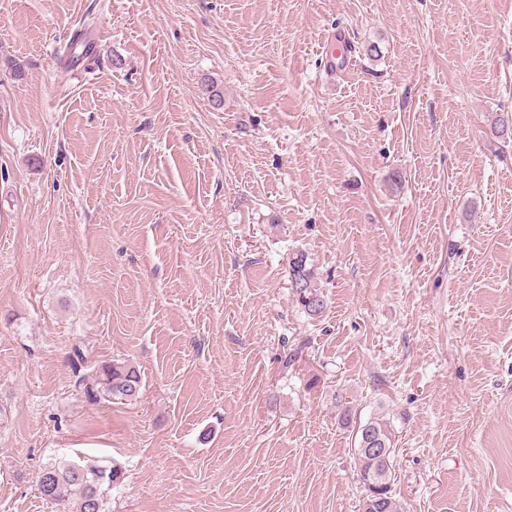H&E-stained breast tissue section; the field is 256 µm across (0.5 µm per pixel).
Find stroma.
Masks as SVG:
<instances>
[{"instance_id":"1","label":"stroma","mask_w":512,"mask_h":512,"mask_svg":"<svg viewBox=\"0 0 512 512\" xmlns=\"http://www.w3.org/2000/svg\"><path fill=\"white\" fill-rule=\"evenodd\" d=\"M500 112L512 0H0V512L91 459L105 512H360L377 416L402 512H512ZM288 278L299 304L309 316H318L325 309V299L307 256L303 252L293 253L288 259ZM143 386L139 370L128 362H117L102 365L97 371L95 385L86 387V395L90 400L103 398L108 401L136 400Z\"/></svg>"}]
</instances>
